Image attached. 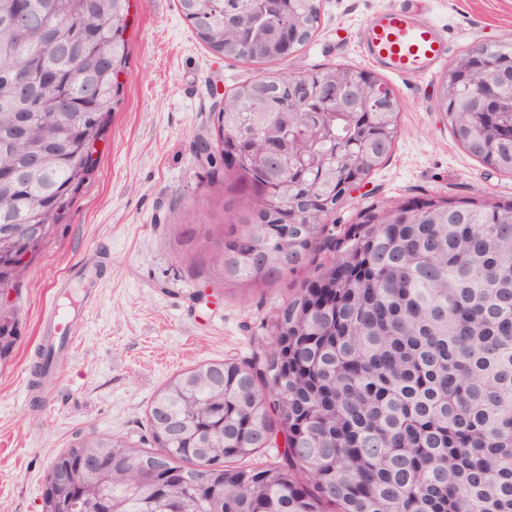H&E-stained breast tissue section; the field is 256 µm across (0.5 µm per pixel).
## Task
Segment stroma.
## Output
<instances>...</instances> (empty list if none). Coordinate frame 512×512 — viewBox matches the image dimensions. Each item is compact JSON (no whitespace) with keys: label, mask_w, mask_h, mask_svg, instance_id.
Listing matches in <instances>:
<instances>
[{"label":"stroma","mask_w":512,"mask_h":512,"mask_svg":"<svg viewBox=\"0 0 512 512\" xmlns=\"http://www.w3.org/2000/svg\"><path fill=\"white\" fill-rule=\"evenodd\" d=\"M402 0H320V26L286 60L250 63L212 55L177 0H131L123 100L110 115L90 178L13 300L20 339L0 370V512H41L54 458L89 434L154 449L148 413L179 373L227 360L261 364L274 314L334 251L271 280L230 282L213 256L220 227L240 204L211 181L194 143L214 132L219 105L259 75L302 74L329 64L359 68L366 23ZM448 39L434 73H380L401 104L392 152L326 224L341 235L372 203L416 198L512 202V175L456 141L436 107L443 76L476 43L512 42V0H424ZM67 336L55 371L33 388L47 335Z\"/></svg>","instance_id":"obj_1"}]
</instances>
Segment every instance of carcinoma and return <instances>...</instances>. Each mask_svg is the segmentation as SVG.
Returning <instances> with one entry per match:
<instances>
[{
    "mask_svg": "<svg viewBox=\"0 0 512 512\" xmlns=\"http://www.w3.org/2000/svg\"><path fill=\"white\" fill-rule=\"evenodd\" d=\"M196 38L217 56L283 60L320 24L319 0H179ZM38 24L18 28L17 11ZM129 0H0V228L44 224L35 244L0 259V289L18 291L30 260L50 241L95 161L128 64ZM24 74L40 97L28 111L8 98ZM512 96V43L472 49L444 76L437 108L472 156L512 174V113L479 111L486 82ZM91 79L96 92H86ZM261 75L224 97L213 177L233 180L241 230L214 258L224 279L266 280L258 248L288 269L311 258L343 185L391 154L400 106L368 112L363 86L379 79L348 65L288 76L289 94ZM288 139L272 159L270 145ZM42 162L30 174L28 154ZM336 259L275 315L278 345L263 370L236 362L195 366L152 403L157 450L88 435L54 460L42 512L90 498L103 512H512V203L461 199L371 204L342 236ZM16 303L0 306V367L19 340ZM39 354L37 379L53 369ZM276 394L273 403L261 386ZM285 434L288 453L267 468L235 466ZM214 443L207 469L198 448ZM105 471L74 478L80 452Z\"/></svg>",
    "mask_w": 512,
    "mask_h": 512,
    "instance_id": "obj_1",
    "label": "carcinoma"
}]
</instances>
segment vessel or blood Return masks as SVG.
Instances as JSON below:
<instances>
[{
	"label": "vessel or blood",
	"instance_id": "obj_1",
	"mask_svg": "<svg viewBox=\"0 0 512 512\" xmlns=\"http://www.w3.org/2000/svg\"><path fill=\"white\" fill-rule=\"evenodd\" d=\"M363 53L394 74L422 75L444 60L447 41L433 22L402 5L368 23Z\"/></svg>",
	"mask_w": 512,
	"mask_h": 512
}]
</instances>
